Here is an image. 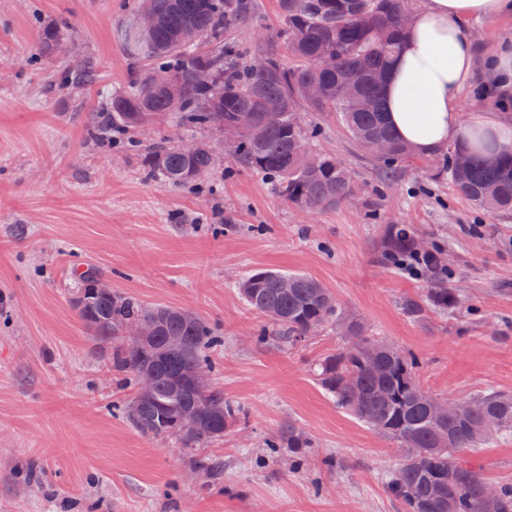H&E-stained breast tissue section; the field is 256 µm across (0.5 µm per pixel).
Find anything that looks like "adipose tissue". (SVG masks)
<instances>
[{
  "mask_svg": "<svg viewBox=\"0 0 512 512\" xmlns=\"http://www.w3.org/2000/svg\"><path fill=\"white\" fill-rule=\"evenodd\" d=\"M512 15V0H428L416 11L387 78L386 119L400 140L420 155L455 145L472 151H512V121L478 112L461 121L457 105L477 71L512 93V40L478 57L464 26L469 18Z\"/></svg>",
  "mask_w": 512,
  "mask_h": 512,
  "instance_id": "ef3b65f1",
  "label": "adipose tissue"
}]
</instances>
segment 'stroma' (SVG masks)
Returning <instances> with one entry per match:
<instances>
[{"label":"stroma","instance_id":"obj_1","mask_svg":"<svg viewBox=\"0 0 512 512\" xmlns=\"http://www.w3.org/2000/svg\"><path fill=\"white\" fill-rule=\"evenodd\" d=\"M254 5L232 38L284 52L277 0ZM132 19L130 0H0V512H404L387 488L401 448L314 380L341 336L330 327L283 348L238 284L259 269L305 273L401 350L430 394L512 395V211L466 201L439 175L441 157L385 166L334 113L307 108L315 150L355 178L336 208L310 214L229 160L196 191L147 179L136 155L87 133L100 94L144 68L117 37ZM86 63L93 85L67 80ZM400 228L440 250L461 306L435 308L430 278L386 260ZM90 264L113 289L210 327L211 377L243 413L222 441L192 457L127 422L107 349L70 303ZM292 433L305 447H289ZM475 462L511 484L512 439Z\"/></svg>","mask_w":512,"mask_h":512}]
</instances>
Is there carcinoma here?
Returning <instances> with one entry per match:
<instances>
[{"label":"carcinoma","instance_id":"carcinoma-1","mask_svg":"<svg viewBox=\"0 0 512 512\" xmlns=\"http://www.w3.org/2000/svg\"><path fill=\"white\" fill-rule=\"evenodd\" d=\"M146 7L155 13L157 27L144 33L134 23L121 32L146 69L130 80L127 90L112 95L109 110L88 128L90 137L110 142L147 124L158 112L169 114L186 132L240 126L244 134L235 162L268 175L278 197L319 212L347 201L355 185L335 157L313 151L314 130L302 122V106L336 113L364 149L385 141L388 151L382 158L389 163L411 156L383 112L387 70L411 15L408 0H278L279 36L288 56L266 54L268 68L262 74L253 70L240 45L224 42V29L248 14V0H138L137 11ZM326 53L336 55V68L321 67ZM156 71L172 77L173 90L153 84ZM353 76L358 78L356 92L368 102L363 111L354 110L342 92ZM309 84L323 87L321 100H305ZM270 107L283 112L275 126L260 119ZM189 143L184 148L164 140L136 149L145 176L175 188L196 185L214 169V148L204 138ZM460 156L467 158L461 171L456 167ZM441 171L474 206L490 212L512 209L511 152L484 157L450 147ZM101 277L97 267L88 266L72 306L94 340L109 341L105 365L117 384H134L126 418L142 435L181 448H208L223 440L224 431L241 419L240 408L214 386L200 395L183 382L198 368L213 366L208 325L181 308L147 304L115 290L110 296L100 293L95 284ZM239 293L257 313L279 314L275 335L289 346L306 341L310 325L335 321L360 344L351 348L346 343L319 359L314 375L338 408L404 449L388 489L407 512H512V485H498L495 496L485 498L486 480L461 455L480 451L493 435L512 436V396L478 395L477 408L464 401L461 414L447 425L436 414L440 400L422 390L402 353L367 334L354 318L341 316L336 298L319 281L300 272L256 270L241 280ZM431 300L446 310L460 303L446 288L435 289ZM129 319L153 328V338L141 344L137 357L129 353L122 334ZM145 370L155 375L148 394L139 388ZM185 409L197 415L190 432L175 424Z\"/></svg>","mask_w":512,"mask_h":512}]
</instances>
